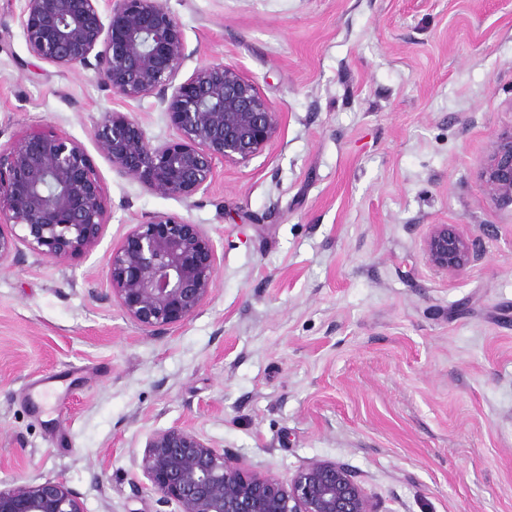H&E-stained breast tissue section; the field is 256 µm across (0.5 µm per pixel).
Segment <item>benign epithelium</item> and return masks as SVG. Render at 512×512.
I'll list each match as a JSON object with an SVG mask.
<instances>
[{
  "mask_svg": "<svg viewBox=\"0 0 512 512\" xmlns=\"http://www.w3.org/2000/svg\"><path fill=\"white\" fill-rule=\"evenodd\" d=\"M109 17V24L103 18ZM20 25L31 54L61 67L92 69L124 101L156 98L175 137L152 144L136 117L112 109L94 129L98 150L121 177L153 193L188 199L215 175V162L245 163L277 137L282 112L259 85L222 62L176 79L189 60L166 0H24ZM481 181L496 202L512 204V130L499 133ZM109 214L83 147L33 132L0 147V265L24 245L54 262L90 251ZM434 270L464 271L479 254L455 224H434L423 239ZM216 251L200 224L156 213L134 225L107 261V296L148 332L193 317L212 293ZM139 467L157 494V512H378L356 475L314 460L290 479L252 475L243 461L174 425L152 432ZM0 512H84L66 482L0 488Z\"/></svg>",
  "mask_w": 512,
  "mask_h": 512,
  "instance_id": "obj_1",
  "label": "benign epithelium"
}]
</instances>
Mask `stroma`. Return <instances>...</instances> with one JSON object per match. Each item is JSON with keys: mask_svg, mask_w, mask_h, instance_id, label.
Listing matches in <instances>:
<instances>
[{"mask_svg": "<svg viewBox=\"0 0 512 512\" xmlns=\"http://www.w3.org/2000/svg\"><path fill=\"white\" fill-rule=\"evenodd\" d=\"M194 64L254 78L277 138L188 199L117 175L93 130L122 102L32 56L0 0V144L78 142L110 219L89 252L0 264V488L65 480L85 512H155L138 462L176 424L291 478L345 464L380 512H512V206L479 177L512 128V0H167ZM202 225L213 292L149 333L106 299L113 247L146 216ZM456 224L480 256L430 268ZM423 251L435 271L455 275L475 262L479 254L455 224H434L423 239Z\"/></svg>", "mask_w": 512, "mask_h": 512, "instance_id": "stroma-1", "label": "stroma"}]
</instances>
